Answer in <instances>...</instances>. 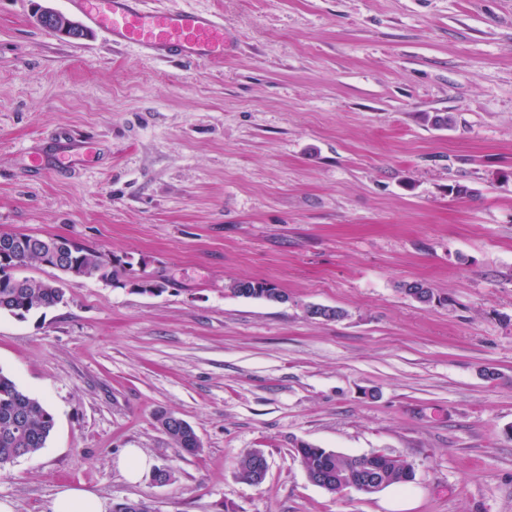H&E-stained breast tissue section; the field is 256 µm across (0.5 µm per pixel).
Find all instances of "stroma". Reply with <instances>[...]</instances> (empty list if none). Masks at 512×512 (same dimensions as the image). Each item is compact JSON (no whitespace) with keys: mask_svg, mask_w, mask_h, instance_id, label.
<instances>
[{"mask_svg":"<svg viewBox=\"0 0 512 512\" xmlns=\"http://www.w3.org/2000/svg\"><path fill=\"white\" fill-rule=\"evenodd\" d=\"M156 4L220 18L223 61L66 39L36 13L67 0H0V232L69 238L165 284L18 269L65 299L0 313V372L55 428L0 469V499L512 512V0ZM435 112L452 125L423 121ZM252 279L283 301L232 291ZM415 280L436 303L401 292ZM302 443L399 456L415 476L334 495L308 480ZM132 448L171 482L129 481ZM254 448L259 485L237 469Z\"/></svg>","mask_w":512,"mask_h":512,"instance_id":"obj_1","label":"stroma"}]
</instances>
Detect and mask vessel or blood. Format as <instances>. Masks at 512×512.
Instances as JSON below:
<instances>
[{
    "label": "vessel or blood",
    "instance_id": "b4317fda",
    "mask_svg": "<svg viewBox=\"0 0 512 512\" xmlns=\"http://www.w3.org/2000/svg\"><path fill=\"white\" fill-rule=\"evenodd\" d=\"M68 3L114 44H136L162 60H219L224 56V23L210 13L151 8L147 0Z\"/></svg>",
    "mask_w": 512,
    "mask_h": 512
}]
</instances>
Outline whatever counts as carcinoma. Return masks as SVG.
<instances>
[{"mask_svg":"<svg viewBox=\"0 0 512 512\" xmlns=\"http://www.w3.org/2000/svg\"><path fill=\"white\" fill-rule=\"evenodd\" d=\"M68 258L87 268L98 270L99 279L116 285L126 284L128 272L119 260L83 245H75V251ZM31 262H42L39 252L34 249L15 248L10 251L7 261L0 262V312L23 317L35 309L54 307L64 300L62 289L52 283L31 277H18L15 271ZM234 293L265 298L269 301H282L285 295L271 282L237 281L231 285ZM402 292L420 304H430L436 296L426 283L407 282L401 285ZM54 417L39 399L22 390L10 377L0 372V467L15 460L40 451L54 429ZM170 440L180 450L194 454L201 450L195 434L173 430ZM297 456L309 480L332 494H340L352 487L363 494H374L376 489L369 487L365 479L378 478L379 485L386 489L403 485L414 477V468L407 460L381 452L356 456H345L325 448H315L300 444ZM255 453L251 449L238 461L240 478L248 483L259 485L255 464Z\"/></svg>","mask_w":512,"mask_h":512,"instance_id":"cac0c4a2","label":"carcinoma"}]
</instances>
